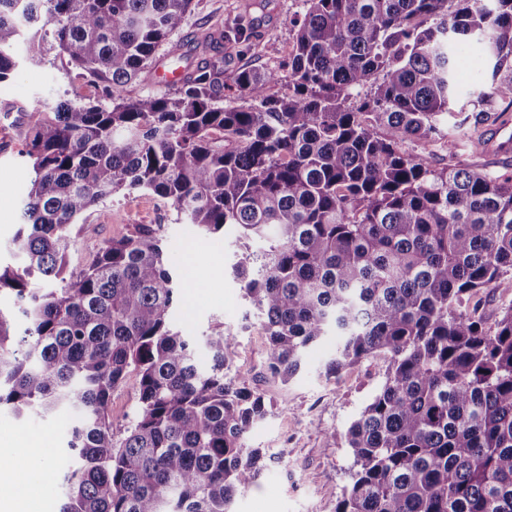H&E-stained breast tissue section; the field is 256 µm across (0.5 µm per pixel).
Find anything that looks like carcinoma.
Instances as JSON below:
<instances>
[{"mask_svg": "<svg viewBox=\"0 0 512 512\" xmlns=\"http://www.w3.org/2000/svg\"><path fill=\"white\" fill-rule=\"evenodd\" d=\"M288 93L278 71L224 76V25L167 97H132L194 0H0V83L56 52L108 100L29 115L34 178L0 267L25 320L0 308V406L71 419L60 512H230L260 476L244 436L264 397L224 372L234 337L170 328L175 273L159 230L135 224L77 274V219L123 192L169 200L204 236L241 230L233 266L286 383L336 335L333 376L374 352L385 380L347 431L351 483L336 512H512V305L476 297L512 273V177L438 167L405 139L442 140L458 58L485 46L489 86L469 95L473 149L512 104V0H304ZM25 45L26 53L16 48ZM243 104L224 107V90ZM263 247L250 250L249 242ZM139 376V408L112 429V391Z\"/></svg>", "mask_w": 512, "mask_h": 512, "instance_id": "1", "label": "carcinoma"}]
</instances>
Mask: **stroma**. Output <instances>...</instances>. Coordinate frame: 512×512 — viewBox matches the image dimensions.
Here are the masks:
<instances>
[{
  "label": "stroma",
  "mask_w": 512,
  "mask_h": 512,
  "mask_svg": "<svg viewBox=\"0 0 512 512\" xmlns=\"http://www.w3.org/2000/svg\"><path fill=\"white\" fill-rule=\"evenodd\" d=\"M304 10L303 0H196L173 37L182 55V70H192L200 60L194 38L215 23L243 20L246 37L224 38V71L244 67L279 68L291 55L295 42L293 22ZM461 93L487 86L491 80L482 43L470 41L458 70ZM97 85L66 72L62 63L28 64L0 84V102L14 109L0 110V263L16 265L13 238L20 227L21 201L33 177L23 156L19 117L65 99L100 100ZM438 165L457 162L493 173L512 176V157L472 152L466 145L455 152L434 147ZM159 226L167 259L180 276L181 300L172 309L175 329L204 336L222 327L235 337L226 373L244 371L251 388L263 395L268 407L264 421L248 432L245 443L265 452L264 471L256 484L238 495L233 512H335V492L350 484L352 459L346 431L385 380L389 359L372 354L326 376L325 364L336 350L335 337L324 338L303 357L299 372L288 382L272 378L266 370L268 340L256 309L245 299L232 267L243 253L236 227L228 225L220 238L199 236L193 225L177 219L171 203L146 191L119 194L85 212L74 228L70 271L85 267L107 240L129 234L133 225ZM64 416L31 415L18 418L0 410V448L12 446L15 436L41 439L45 461L33 464L32 479L44 493L40 512H58L55 485L63 477Z\"/></svg>",
  "instance_id": "stroma-1"
}]
</instances>
